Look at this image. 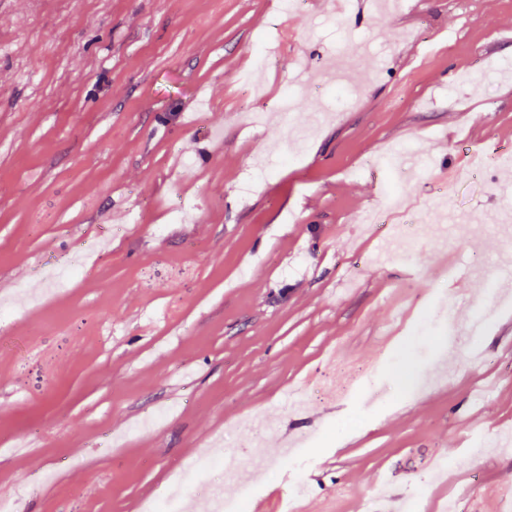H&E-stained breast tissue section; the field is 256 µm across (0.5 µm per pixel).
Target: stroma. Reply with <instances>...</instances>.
Wrapping results in <instances>:
<instances>
[{
  "instance_id": "stroma-1",
  "label": "stroma",
  "mask_w": 512,
  "mask_h": 512,
  "mask_svg": "<svg viewBox=\"0 0 512 512\" xmlns=\"http://www.w3.org/2000/svg\"><path fill=\"white\" fill-rule=\"evenodd\" d=\"M282 2L0 0V297L36 295L0 325V498L19 512H143L215 437L237 481L206 469L196 492L273 512L298 477L313 512H368L379 480L416 512H484L477 485L512 479V288L446 273L507 257L489 216L512 193V75L483 63L512 67V0ZM337 74L359 103L301 148L241 117L292 88L303 122ZM410 145L436 160L392 206L386 159ZM471 146L491 177L469 175ZM397 227L412 261L372 264ZM63 257L82 274L43 287ZM444 299L491 319L442 374L421 310ZM338 357L386 402L320 400Z\"/></svg>"
}]
</instances>
